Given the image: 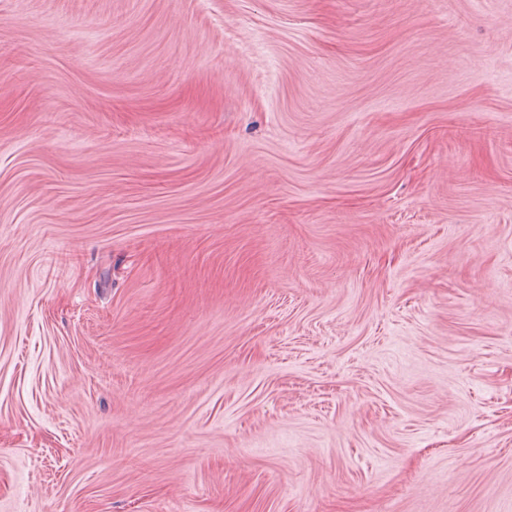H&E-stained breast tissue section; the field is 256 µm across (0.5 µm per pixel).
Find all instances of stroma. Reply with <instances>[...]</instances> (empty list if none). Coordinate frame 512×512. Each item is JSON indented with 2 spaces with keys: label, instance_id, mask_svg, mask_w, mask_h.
<instances>
[{
  "label": "stroma",
  "instance_id": "obj_1",
  "mask_svg": "<svg viewBox=\"0 0 512 512\" xmlns=\"http://www.w3.org/2000/svg\"><path fill=\"white\" fill-rule=\"evenodd\" d=\"M0 512H512V0H0Z\"/></svg>",
  "mask_w": 512,
  "mask_h": 512
}]
</instances>
